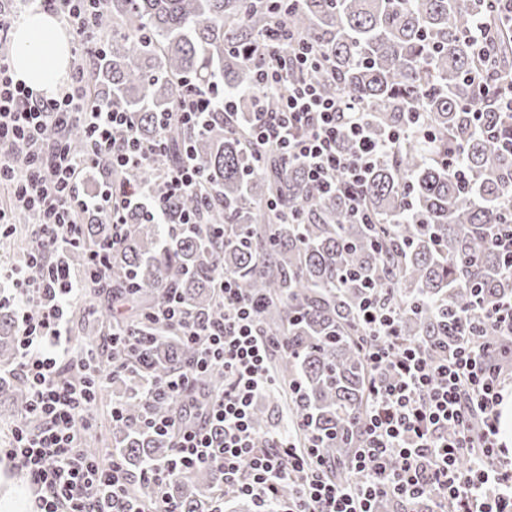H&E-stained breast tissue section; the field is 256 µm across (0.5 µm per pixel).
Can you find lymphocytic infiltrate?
<instances>
[{
  "label": "lymphocytic infiltrate",
  "instance_id": "f902f5d3",
  "mask_svg": "<svg viewBox=\"0 0 512 512\" xmlns=\"http://www.w3.org/2000/svg\"><path fill=\"white\" fill-rule=\"evenodd\" d=\"M30 6L57 15L78 44L95 55L102 40L93 16L103 0H0V185L10 189L15 207L30 213L36 224L28 259L7 275L18 327L11 372L25 380L29 397L1 449L12 468L26 476L35 512H182L169 488L186 471L200 468L213 472L219 488L211 512H224L228 491L251 499L258 512H373L374 500L387 494L410 505H445L449 512H512V461L505 455L497 410L512 370L486 365L488 343L463 333L449 356L431 361L423 346L404 340L397 315L382 299H367L359 314L371 339L366 360L374 370H389L391 377L372 384L352 476L339 482L332 476L335 462L323 457L316 438L302 445L293 432L256 436L253 403L274 388L271 357L287 344L262 330L260 303L243 295L224 273L216 284L220 319L185 316L174 297L149 313L148 329L116 328L108 338L109 345H122L138 359L153 325L172 327L195 346L181 374L142 389L146 402L165 398L174 405L173 413H150L142 421L170 437L169 456L134 474L120 455L103 462L86 452L84 435L93 426L96 391L111 385L123 367L102 363L98 346L72 347L67 305L109 277L104 258L121 242L127 211L137 208L152 223H165L164 210L138 182L139 174H155L171 192L182 194L198 190L202 176L188 161L165 164L164 142H142L120 103L92 101L85 64H76L67 85L51 98L14 81L7 47L18 17ZM471 38L479 59L473 83L499 117L512 118V78L499 75L487 28L476 25ZM253 52L255 146L303 167L310 180L343 194L354 217L364 218L360 188L382 144L356 121L349 126L356 152L344 155L338 138L348 102L325 95L307 80L288 78L289 70L320 65L318 45L295 37L282 24ZM219 104L229 112L234 99L217 88L188 83L176 113H157V125L166 129L176 118L195 126ZM49 124L59 132L51 142L43 139ZM75 124L87 134L80 155L66 138ZM118 126L128 127L125 139L113 137ZM102 164L129 171L133 181L118 191L109 185L86 191L82 173ZM87 215L105 219L114 232L87 254V269L76 270L66 256L81 245ZM33 303L40 309L35 317L28 311ZM217 366L224 369L223 385L198 396L197 374ZM466 450L472 460L463 468L458 459ZM287 480L296 492L284 502L280 487ZM138 484L148 487L149 496L132 494Z\"/></svg>",
  "mask_w": 512,
  "mask_h": 512
}]
</instances>
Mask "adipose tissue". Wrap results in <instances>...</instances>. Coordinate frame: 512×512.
<instances>
[{
	"label": "adipose tissue",
	"mask_w": 512,
	"mask_h": 512,
	"mask_svg": "<svg viewBox=\"0 0 512 512\" xmlns=\"http://www.w3.org/2000/svg\"><path fill=\"white\" fill-rule=\"evenodd\" d=\"M68 36L51 14H27L13 33L15 81L43 95L56 93L66 77L70 58Z\"/></svg>",
	"instance_id": "1"
}]
</instances>
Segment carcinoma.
<instances>
[{
    "label": "carcinoma",
    "instance_id": "obj_1",
    "mask_svg": "<svg viewBox=\"0 0 512 512\" xmlns=\"http://www.w3.org/2000/svg\"><path fill=\"white\" fill-rule=\"evenodd\" d=\"M492 11L474 0H107L95 28L107 37L106 55L88 69L94 98L115 100L132 113L144 142L159 136L154 113L176 111L183 80L220 83L237 96L238 111L213 112L198 129L172 122L164 131L166 155L177 164L189 151L203 176L200 190L170 196L160 181L147 183L167 209L170 223L147 224L135 211L124 239L110 256L111 276L96 307L112 319V302L124 321L146 324L148 312L178 294L191 314L217 318L219 271L261 302L260 324L287 340L275 358L280 388L292 421L306 418L322 438V453L339 464L352 461L355 432L370 407L372 380L364 357L369 339L359 306L375 287L398 310L402 336L443 357L453 346L458 311L480 292L483 305L512 298V277L500 273L492 248L494 225L512 208V148L503 149L487 127L512 137V128L487 111L469 77L477 62L468 31ZM316 42L327 66L307 74L330 95L358 102L368 130L383 141L389 132L406 137L389 146L361 194L371 221L359 224L337 194H327L305 172L266 152L254 161L250 122L255 90L253 46L281 22ZM512 32L499 33L494 50L512 68ZM423 113L426 141L407 132L408 110ZM485 112L480 121L473 111ZM80 154L82 126L68 131ZM465 172L457 181L453 169ZM277 204L271 210V204ZM298 224H284L282 212ZM194 213L200 223L184 226ZM109 224H87L86 245L109 235ZM16 323L0 312V365L16 360ZM194 348L169 329L156 330L149 352L152 375L180 373ZM141 371L130 361L120 396L124 419L112 437L129 466L166 458L164 436L136 423L145 413ZM224 383L217 367L198 382L205 390ZM28 392L23 379L0 382V408L16 415ZM264 436L262 401L253 411ZM211 473L199 469L174 484L184 512H208Z\"/></svg>",
    "mask_w": 512,
    "mask_h": 512
}]
</instances>
